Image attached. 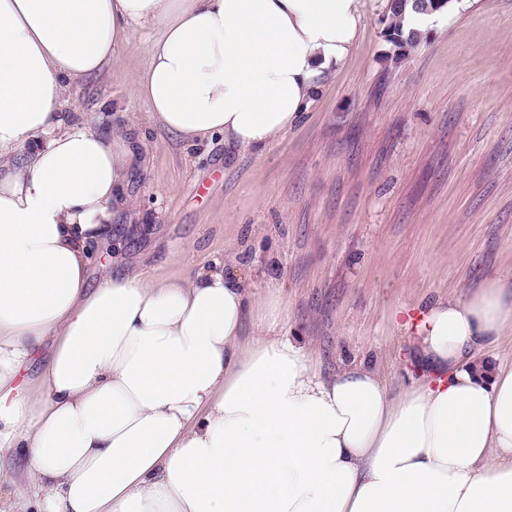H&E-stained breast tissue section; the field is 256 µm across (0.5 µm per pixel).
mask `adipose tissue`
I'll list each match as a JSON object with an SVG mask.
<instances>
[{"label": "adipose tissue", "mask_w": 512, "mask_h": 512, "mask_svg": "<svg viewBox=\"0 0 512 512\" xmlns=\"http://www.w3.org/2000/svg\"><path fill=\"white\" fill-rule=\"evenodd\" d=\"M363 20V0H0V512H512L498 278L402 319L431 373L398 395L361 363L322 376L275 306L244 338L261 299L222 262L87 285L135 153L67 123V89L157 27L147 121L261 154Z\"/></svg>", "instance_id": "ef3b65f1"}]
</instances>
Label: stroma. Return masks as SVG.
<instances>
[{"label": "stroma", "instance_id": "1", "mask_svg": "<svg viewBox=\"0 0 512 512\" xmlns=\"http://www.w3.org/2000/svg\"><path fill=\"white\" fill-rule=\"evenodd\" d=\"M388 0H365L358 43L264 154L193 145L131 97L147 55L71 87L66 113L129 136L127 206L89 273L228 274L287 309L281 331L333 373L363 363L394 392L417 376L395 312L512 278V0H474L397 54Z\"/></svg>", "mask_w": 512, "mask_h": 512}]
</instances>
